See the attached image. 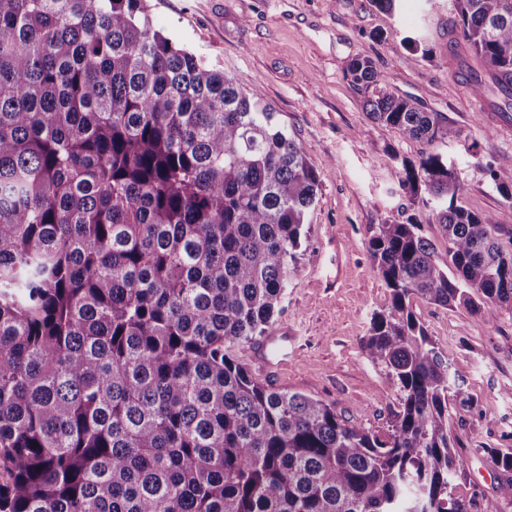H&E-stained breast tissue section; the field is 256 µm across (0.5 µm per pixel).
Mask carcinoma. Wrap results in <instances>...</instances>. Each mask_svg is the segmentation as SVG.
<instances>
[{
	"label": "carcinoma",
	"mask_w": 512,
	"mask_h": 512,
	"mask_svg": "<svg viewBox=\"0 0 512 512\" xmlns=\"http://www.w3.org/2000/svg\"><path fill=\"white\" fill-rule=\"evenodd\" d=\"M448 32L473 93L509 111L512 0H450ZM407 42L401 63L432 55ZM346 76L428 146L393 155L397 192L434 203L452 263L418 213L368 240L390 295L362 340L397 387L384 434L232 356L272 331L319 185L261 94L154 30L146 0H0V512H482L453 494L448 393L473 401L413 302L495 321L512 249L454 205L430 146L461 133L369 58ZM472 452L512 503V447Z\"/></svg>",
	"instance_id": "cac0c4a2"
}]
</instances>
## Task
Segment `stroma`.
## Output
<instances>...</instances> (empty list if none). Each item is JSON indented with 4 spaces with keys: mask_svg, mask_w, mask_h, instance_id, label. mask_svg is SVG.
Instances as JSON below:
<instances>
[{
    "mask_svg": "<svg viewBox=\"0 0 512 512\" xmlns=\"http://www.w3.org/2000/svg\"><path fill=\"white\" fill-rule=\"evenodd\" d=\"M147 6L156 30L241 88L259 90L320 175L302 257L275 314V329L290 336L288 358L261 382L318 399L365 430L386 431L398 409L397 389L361 343L389 294L367 243L377 225L423 212L394 191L395 156L417 158L423 146L367 117L346 67L356 56L373 59L393 91L460 131V140L436 142L434 149L460 176L458 205L494 213L506 246L512 203L485 168L512 173V112L490 111L449 65L448 0H400L392 15L371 0H147ZM377 32L383 40H374ZM409 36L432 44L434 57L402 64ZM413 312L448 350L452 371L475 402L468 409L448 401L467 472L454 493L479 496L490 512H512L495 491V472L472 452L479 443L501 447L512 434V312L491 324L461 306L419 301Z\"/></svg>",
    "mask_w": 512,
    "mask_h": 512,
    "instance_id": "obj_1",
    "label": "stroma"
}]
</instances>
